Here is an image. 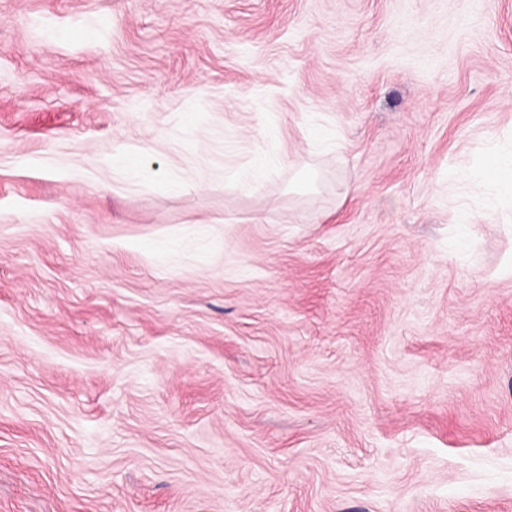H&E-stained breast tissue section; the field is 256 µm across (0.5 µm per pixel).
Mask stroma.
Listing matches in <instances>:
<instances>
[{"mask_svg":"<svg viewBox=\"0 0 512 512\" xmlns=\"http://www.w3.org/2000/svg\"><path fill=\"white\" fill-rule=\"evenodd\" d=\"M494 148L512 0H0V512H512Z\"/></svg>","mask_w":512,"mask_h":512,"instance_id":"1","label":"stroma"}]
</instances>
